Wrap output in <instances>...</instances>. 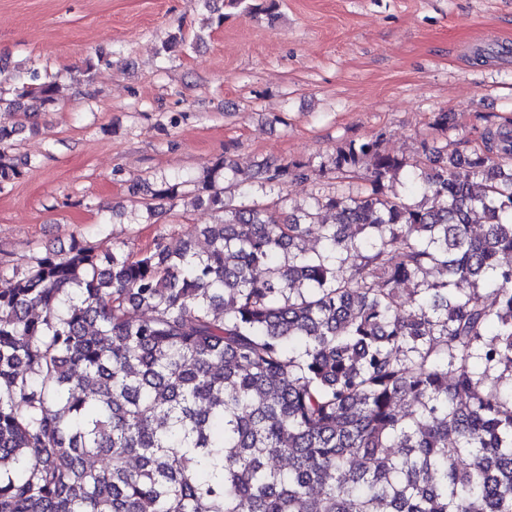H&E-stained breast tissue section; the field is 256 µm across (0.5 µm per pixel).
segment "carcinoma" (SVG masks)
I'll use <instances>...</instances> for the list:
<instances>
[{"label": "carcinoma", "instance_id": "obj_1", "mask_svg": "<svg viewBox=\"0 0 512 512\" xmlns=\"http://www.w3.org/2000/svg\"><path fill=\"white\" fill-rule=\"evenodd\" d=\"M16 80L0 106L55 102L38 69ZM12 135L0 190L28 163ZM331 165L369 185L290 209L256 196L308 166L215 162L202 252L76 241L0 266V512H512V121L468 152L376 137Z\"/></svg>", "mask_w": 512, "mask_h": 512}]
</instances>
